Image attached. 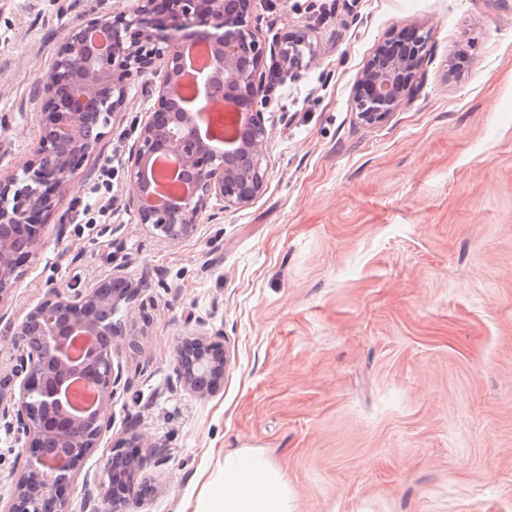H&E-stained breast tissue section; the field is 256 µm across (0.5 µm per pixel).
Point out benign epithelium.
Listing matches in <instances>:
<instances>
[{
  "label": "benign epithelium",
  "mask_w": 512,
  "mask_h": 512,
  "mask_svg": "<svg viewBox=\"0 0 512 512\" xmlns=\"http://www.w3.org/2000/svg\"><path fill=\"white\" fill-rule=\"evenodd\" d=\"M120 15H96L63 37L45 78L47 99L38 118L32 157L0 178V300L13 287L17 269L41 243L44 219L55 212L74 175L97 153L111 119L126 106L127 85L158 76L156 106L133 146L128 205L140 223L161 237L178 241L195 234L211 199L224 209H240L260 195L267 181L269 132L259 107L260 81L267 56L277 55L281 75L293 78L315 62L303 53L308 40L268 44L248 26L255 0H134ZM395 38L378 42L359 73L353 102L359 120L375 125L417 94L427 37L413 50L395 52ZM201 45L209 64L183 86L184 51ZM175 165L181 194L156 192L152 174L158 161ZM141 293L120 273H110L69 294L52 292L29 309L18 333L35 330L36 346L17 347L15 377L20 379L14 412L24 425L32 454L18 479L8 512H65L62 490L75 479L83 460L97 447L109 424L101 413L121 372L114 369L110 343L82 357L71 354L76 336H114L119 307ZM227 358L219 342L198 333L183 342L177 379L187 392L205 397L224 380ZM91 380L96 407L88 414L62 408L71 379ZM137 432L115 441L105 470L109 480L133 490L140 469L129 448L141 447ZM89 512H123L112 491L85 482Z\"/></svg>",
  "instance_id": "7a95c632"
}]
</instances>
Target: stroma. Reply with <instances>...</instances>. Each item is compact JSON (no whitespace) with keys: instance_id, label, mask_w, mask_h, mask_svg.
<instances>
[{"instance_id":"obj_1","label":"stroma","mask_w":512,"mask_h":512,"mask_svg":"<svg viewBox=\"0 0 512 512\" xmlns=\"http://www.w3.org/2000/svg\"><path fill=\"white\" fill-rule=\"evenodd\" d=\"M129 0H0V177L32 150L43 76L64 34ZM422 22L424 82L383 122L351 90L379 40ZM259 36L306 33L316 56L280 81L267 58V184L250 205L210 202L169 241L127 204L128 158L155 97L150 76L42 230L0 301V400L17 395L18 323L49 291L120 271L142 292L119 317L122 378L110 429L64 491L107 482L114 440L144 437L126 512H191L225 452L265 451L295 512H512V0H256ZM472 41L460 81L448 56ZM104 216L74 224L102 167ZM222 331L224 383L200 398L176 380L198 330ZM29 455L0 414V512Z\"/></svg>"}]
</instances>
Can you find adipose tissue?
<instances>
[{
  "instance_id": "1",
  "label": "adipose tissue",
  "mask_w": 512,
  "mask_h": 512,
  "mask_svg": "<svg viewBox=\"0 0 512 512\" xmlns=\"http://www.w3.org/2000/svg\"><path fill=\"white\" fill-rule=\"evenodd\" d=\"M193 512H293L288 483L262 451L226 453L224 476Z\"/></svg>"
}]
</instances>
